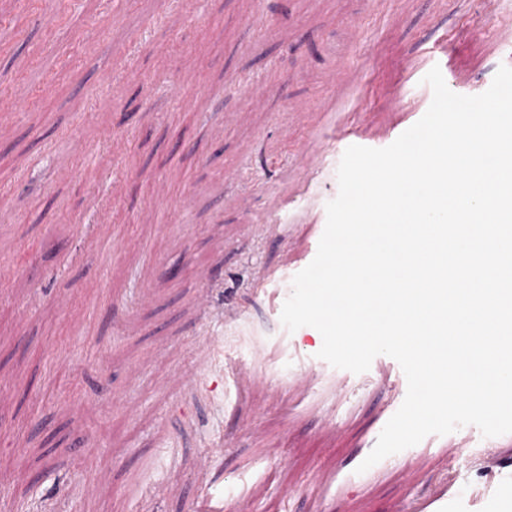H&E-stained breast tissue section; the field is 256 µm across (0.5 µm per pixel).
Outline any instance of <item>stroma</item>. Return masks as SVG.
<instances>
[{"label": "stroma", "mask_w": 512, "mask_h": 512, "mask_svg": "<svg viewBox=\"0 0 512 512\" xmlns=\"http://www.w3.org/2000/svg\"><path fill=\"white\" fill-rule=\"evenodd\" d=\"M45 12L54 27L34 23ZM438 64L451 91L482 93L512 66V12L22 0L0 13V98L23 101L0 132V512H512V434L467 425L360 471L405 375L386 355L360 374L313 362L322 337L287 332L292 284L271 283L307 260L346 143L391 145L428 110ZM83 138L90 151L73 153ZM208 307L219 336L201 350ZM86 437L98 452L82 466Z\"/></svg>", "instance_id": "stroma-1"}]
</instances>
